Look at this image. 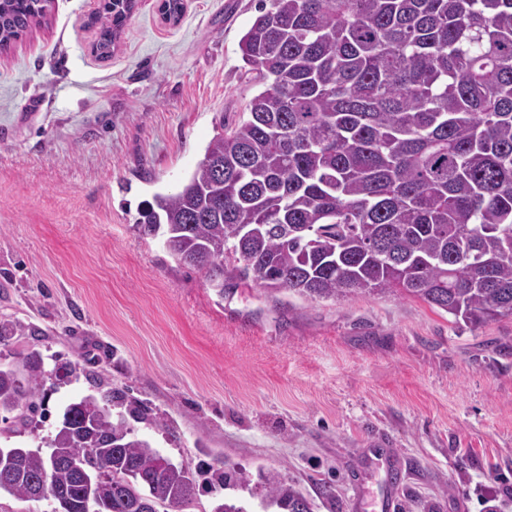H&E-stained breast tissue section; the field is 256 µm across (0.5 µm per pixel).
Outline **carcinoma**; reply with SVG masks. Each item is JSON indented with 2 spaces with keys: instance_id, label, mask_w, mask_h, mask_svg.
<instances>
[{
  "instance_id": "obj_1",
  "label": "carcinoma",
  "mask_w": 512,
  "mask_h": 512,
  "mask_svg": "<svg viewBox=\"0 0 512 512\" xmlns=\"http://www.w3.org/2000/svg\"><path fill=\"white\" fill-rule=\"evenodd\" d=\"M105 8L110 52L134 8ZM48 10L0 0V48ZM247 116L221 130L175 193H157L141 225L177 261L271 291L341 301L420 300L479 325L512 317V0H270L242 36ZM233 265H224L227 259ZM0 319V344L25 334ZM39 352L0 367V420L43 411ZM120 393L70 403L49 440L58 465L42 496L59 512H184L200 482L210 512H245L223 491L238 471L158 472ZM95 449L92 484L77 462ZM47 456L0 448V493L33 500ZM266 498L311 503L277 473Z\"/></svg>"
}]
</instances>
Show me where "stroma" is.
Listing matches in <instances>:
<instances>
[{
  "label": "stroma",
  "mask_w": 512,
  "mask_h": 512,
  "mask_svg": "<svg viewBox=\"0 0 512 512\" xmlns=\"http://www.w3.org/2000/svg\"><path fill=\"white\" fill-rule=\"evenodd\" d=\"M106 2L51 0L0 50V319L33 329L0 344V365L40 351L47 395L18 443L44 448L69 403L117 389L112 412L145 409L137 438L191 470L244 472L247 512L268 472L313 512H371L391 467L395 512H512V317L217 288L175 260L143 213L255 94L239 42L257 0H186L175 23L136 0L103 57L90 19Z\"/></svg>",
  "instance_id": "obj_1"
}]
</instances>
